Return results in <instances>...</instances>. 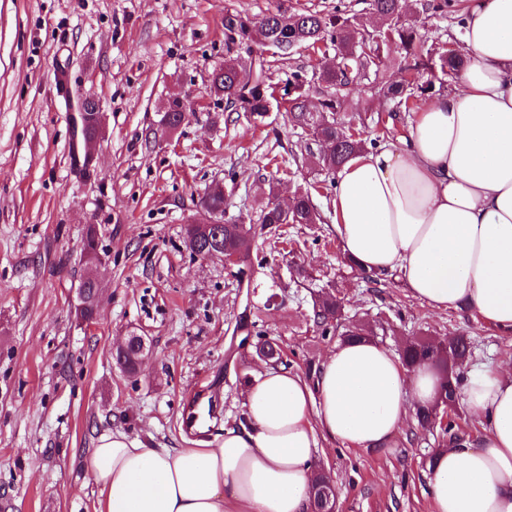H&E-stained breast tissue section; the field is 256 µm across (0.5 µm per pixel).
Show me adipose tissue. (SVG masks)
I'll return each mask as SVG.
<instances>
[{
    "mask_svg": "<svg viewBox=\"0 0 512 512\" xmlns=\"http://www.w3.org/2000/svg\"><path fill=\"white\" fill-rule=\"evenodd\" d=\"M459 40L453 90L412 114L405 140L337 170L336 233L357 267L399 274L431 309L462 306L512 330V0H467ZM440 378L436 365L409 370L370 339L347 340L312 385L266 365L245 388L246 426L217 444L139 448L115 431L85 469L100 512H310L319 442L390 447ZM459 396L482 434L435 455L433 512H512V367L472 373Z\"/></svg>",
    "mask_w": 512,
    "mask_h": 512,
    "instance_id": "ef3b65f1",
    "label": "adipose tissue"
}]
</instances>
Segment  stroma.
Segmentation results:
<instances>
[{"mask_svg":"<svg viewBox=\"0 0 512 512\" xmlns=\"http://www.w3.org/2000/svg\"><path fill=\"white\" fill-rule=\"evenodd\" d=\"M306 11L370 20L365 0H0V512H99L83 459L101 434L174 449L244 426L243 383L263 368L255 345L264 339L309 382L352 326L395 352L414 338L469 337L468 372L512 355V333L430 309L401 279L353 273L334 224V178L314 163L309 136L284 109L256 123L212 93L227 14ZM405 20L424 50L458 48L453 17L417 8ZM253 54L266 57V82L280 87L293 70H322L335 52L325 43L285 59L259 46ZM86 96L105 117L90 175L70 122ZM175 99L194 111L166 134L160 120ZM408 118L361 84L337 115L384 142L406 137ZM217 183L225 218L256 231L238 265L194 256L184 243L202 193ZM272 189L285 199L311 194L319 222L260 223ZM91 224L103 294L89 327L76 289ZM324 292L342 304L326 332L313 320ZM133 334L148 350L134 376L114 359ZM199 393L222 408L204 434L182 426ZM441 440L440 429L412 418L382 450L321 442L313 465L331 472L337 512H432L425 461Z\"/></svg>","mask_w":512,"mask_h":512,"instance_id":"obj_1","label":"stroma"}]
</instances>
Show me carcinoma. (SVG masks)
<instances>
[{
  "label": "carcinoma",
  "instance_id": "1",
  "mask_svg": "<svg viewBox=\"0 0 512 512\" xmlns=\"http://www.w3.org/2000/svg\"><path fill=\"white\" fill-rule=\"evenodd\" d=\"M368 10L376 20V25L371 28L360 26L351 17L337 15L327 18L317 12L278 13L261 18L227 15L224 18V64L212 72L211 91L224 98L226 106L261 120L278 103L275 93L266 84L264 61L252 58L246 62L241 56L232 55L233 47L238 43L257 42L286 58L295 47H313L319 42L330 41L338 57V66L310 75L303 70L291 72L283 87V95L288 98V120L319 143L321 151L318 164L331 173L336 172L349 158L365 150L366 139L358 133L350 134V130L336 119V113L344 110L356 75H361L372 91L394 101L397 109L411 112L418 108L419 101L434 90V80H439L441 85L449 83L457 78L465 66V61L457 52L444 45L434 48V54L425 58L418 54L420 37L417 30L404 22L400 0H369ZM292 43L295 44L293 48L290 47ZM392 45L400 50L402 58L397 80L387 75L385 52ZM314 81L324 85L329 92L312 110L304 96L306 86ZM182 116L183 104L174 100L162 121L178 127ZM224 197L221 191L206 193L201 198L200 206L210 216L222 213ZM260 219L263 224H314L319 220V214L311 196L300 193L293 198L289 212L281 210L272 197H267L261 208ZM251 233L252 229L244 224L225 221L222 233L224 247L238 253L240 261H246L251 248ZM341 309L336 297L324 295L316 301L314 319L318 325L326 327L338 321ZM467 345V337H453L443 357L432 344L420 340H411L406 344L402 353L406 366L437 362L441 357L448 365V377L442 380L439 400L430 410L416 413L420 426L429 428L435 423L437 411L456 408ZM141 348V342L131 343L124 354L116 356L117 362L128 371H135ZM314 499L319 508L335 507L336 491L333 484L326 479L318 481Z\"/></svg>",
  "mask_w": 512,
  "mask_h": 512
}]
</instances>
